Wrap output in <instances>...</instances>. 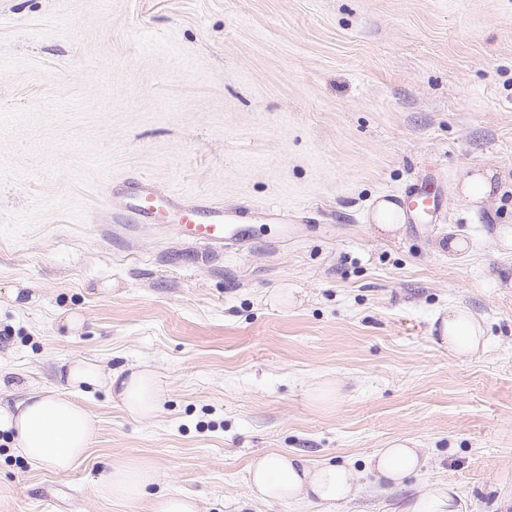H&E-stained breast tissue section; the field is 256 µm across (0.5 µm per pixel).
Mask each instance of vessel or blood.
Returning a JSON list of instances; mask_svg holds the SVG:
<instances>
[{
    "label": "vessel or blood",
    "instance_id": "obj_1",
    "mask_svg": "<svg viewBox=\"0 0 512 512\" xmlns=\"http://www.w3.org/2000/svg\"><path fill=\"white\" fill-rule=\"evenodd\" d=\"M127 195L129 202L124 211L126 219L152 224L156 221V208L166 207L172 213L169 225L177 235L192 239L209 249L223 248L229 224L241 219L240 212H226L223 206L203 197L188 204L170 196L158 198L155 189L146 181L130 186ZM403 202L406 211L418 215H427L438 209L435 197L420 187L408 191Z\"/></svg>",
    "mask_w": 512,
    "mask_h": 512
}]
</instances>
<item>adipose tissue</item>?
<instances>
[{
    "label": "adipose tissue",
    "instance_id": "ef3b65f1",
    "mask_svg": "<svg viewBox=\"0 0 512 512\" xmlns=\"http://www.w3.org/2000/svg\"><path fill=\"white\" fill-rule=\"evenodd\" d=\"M436 344L459 359L474 355L483 345L478 319L466 308L455 307L439 320ZM65 386L56 391H34L15 403L0 400V432L11 433L16 450L28 463L64 474L85 459L97 435L87 410L68 392L109 385L115 389L123 409L131 416L156 415L162 407V391L145 368L126 375H105L92 362L66 366ZM425 460L414 441L395 439L377 449L369 467L386 489L402 486L418 475ZM250 487L261 499L309 503H333L353 497L355 483L349 469L341 465L312 466L288 452L256 456L248 467ZM160 480L156 468L143 460L112 465L95 482L94 493L113 501L136 503L150 500V512H197L195 501L176 494L150 495Z\"/></svg>",
    "mask_w": 512,
    "mask_h": 512
}]
</instances>
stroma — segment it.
I'll list each match as a JSON object with an SVG mask.
<instances>
[{"instance_id": "obj_1", "label": "stroma", "mask_w": 512, "mask_h": 512, "mask_svg": "<svg viewBox=\"0 0 512 512\" xmlns=\"http://www.w3.org/2000/svg\"><path fill=\"white\" fill-rule=\"evenodd\" d=\"M138 180L252 216L204 250L120 220L107 187ZM423 180L439 221L379 232L377 201ZM510 228L512 0H0V397L84 360L163 390L148 419L74 393L98 435L64 475L1 432L0 512H149L92 490L134 459L200 512H404L448 484L512 512ZM458 305L487 337L463 360L433 341ZM395 438L427 464L384 492L368 460ZM270 451L348 467L354 497L255 499ZM493 174L489 171L476 173L467 177L462 186V192L468 200L477 202L490 195L494 188Z\"/></svg>"}]
</instances>
